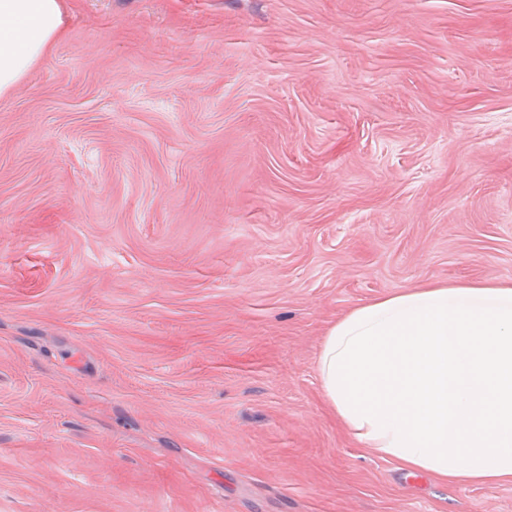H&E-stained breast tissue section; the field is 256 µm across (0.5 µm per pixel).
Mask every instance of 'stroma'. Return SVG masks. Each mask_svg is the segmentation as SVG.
Listing matches in <instances>:
<instances>
[{"label":"stroma","mask_w":512,"mask_h":512,"mask_svg":"<svg viewBox=\"0 0 512 512\" xmlns=\"http://www.w3.org/2000/svg\"><path fill=\"white\" fill-rule=\"evenodd\" d=\"M0 97V512H512L352 440L350 309L512 281V0H61Z\"/></svg>","instance_id":"1"}]
</instances>
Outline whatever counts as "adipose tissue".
<instances>
[{
    "mask_svg": "<svg viewBox=\"0 0 512 512\" xmlns=\"http://www.w3.org/2000/svg\"><path fill=\"white\" fill-rule=\"evenodd\" d=\"M64 29L60 0H0V96ZM318 372L347 433L408 473L512 482V283L427 282L355 307Z\"/></svg>",
    "mask_w": 512,
    "mask_h": 512,
    "instance_id": "obj_1",
    "label": "adipose tissue"
}]
</instances>
